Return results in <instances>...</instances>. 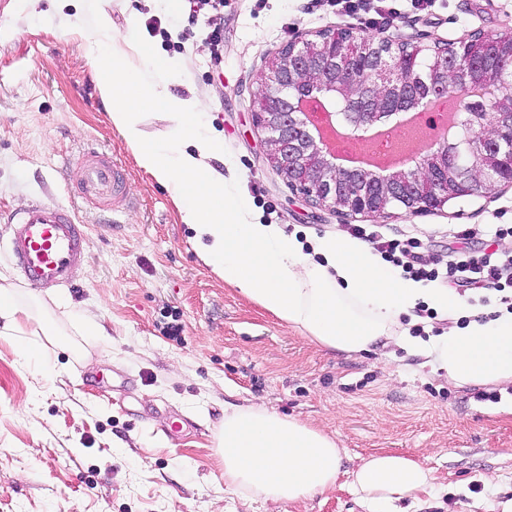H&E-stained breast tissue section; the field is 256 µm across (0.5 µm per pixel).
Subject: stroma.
<instances>
[{
  "label": "stroma",
  "mask_w": 512,
  "mask_h": 512,
  "mask_svg": "<svg viewBox=\"0 0 512 512\" xmlns=\"http://www.w3.org/2000/svg\"><path fill=\"white\" fill-rule=\"evenodd\" d=\"M377 29L424 45L472 31L512 32V0H385ZM106 16L112 38L99 37ZM161 19L167 36L148 32ZM184 0H0V214L48 198L89 227L88 264L75 287L22 299L43 306L21 330L0 332V512H267L244 491L224 490L218 435L224 415L254 398L308 421L342 449L335 488L281 512H367L352 487L364 458L396 453L431 469L436 484L399 512H500L512 500V402L478 403L427 357L385 343L351 355L311 342L225 283L199 257L169 191L113 127L91 48L115 43L132 67L142 49L172 63L175 96L205 105L203 135L219 137L208 166L223 174L252 220L281 225L310 244L341 235L264 161L252 92L268 55L321 29L360 30L329 0H225L224 64L215 69L203 31L186 33ZM90 148L121 167L130 202L119 222L79 198L76 171ZM392 233H418L431 256L447 253L459 224H512V188L416 216L378 218ZM69 315H62L61 306ZM89 312L107 336L78 335ZM179 313V338L164 327ZM31 355L22 357L20 342ZM190 420L168 438L172 421Z\"/></svg>",
  "instance_id": "1"
}]
</instances>
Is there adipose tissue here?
Listing matches in <instances>:
<instances>
[{
    "label": "adipose tissue",
    "mask_w": 512,
    "mask_h": 512,
    "mask_svg": "<svg viewBox=\"0 0 512 512\" xmlns=\"http://www.w3.org/2000/svg\"><path fill=\"white\" fill-rule=\"evenodd\" d=\"M93 64L114 128L135 149L140 166L169 190L183 222L197 235L203 261L305 338L350 354L369 351L381 339L415 348L418 340L401 330L403 313L420 299L446 312L459 307V298L448 290L395 277L353 240H321L318 263L280 225L249 222L243 201L204 163L223 145L197 137L203 103L149 80V73H166L167 61L151 57L144 72L113 48L95 53ZM151 109L166 112L172 138H147L140 116ZM187 141L195 142V152L184 149ZM431 350L449 383H512V313L449 331ZM219 446L225 488L261 498L268 512L333 489L338 480L341 450L335 438L262 403L225 414ZM433 480L430 469L399 454L371 456L354 473L355 491L368 512H397L398 501L417 499Z\"/></svg>",
    "instance_id": "obj_1"
}]
</instances>
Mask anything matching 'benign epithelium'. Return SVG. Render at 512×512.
<instances>
[{
	"label": "benign epithelium",
	"mask_w": 512,
	"mask_h": 512,
	"mask_svg": "<svg viewBox=\"0 0 512 512\" xmlns=\"http://www.w3.org/2000/svg\"><path fill=\"white\" fill-rule=\"evenodd\" d=\"M466 39L436 46L425 95L415 93L393 44L372 38L363 54L372 63V80L359 74L351 60L341 64L336 31L325 30L312 38L287 43L266 60L257 92L255 125L264 135V159L292 189L315 208L347 221L358 215L373 217L397 208L412 214L441 211L448 201L461 196H488L503 186H512V176L503 179V156L512 163V111L509 102L486 105L479 121L462 110L458 125L463 136L438 143L415 167L382 172L341 168L322 144L306 113L299 110L303 95L350 105L361 103L358 112H343L340 120L348 128L386 123L392 105L406 102L412 109L424 108L432 98L448 96V59L465 45Z\"/></svg>",
	"instance_id": "7a95c632"
}]
</instances>
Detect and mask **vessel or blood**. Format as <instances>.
Masks as SVG:
<instances>
[{"instance_id": "1", "label": "vessel or blood", "mask_w": 512, "mask_h": 512, "mask_svg": "<svg viewBox=\"0 0 512 512\" xmlns=\"http://www.w3.org/2000/svg\"><path fill=\"white\" fill-rule=\"evenodd\" d=\"M78 192L100 210L119 217L126 208L121 174L111 156L86 150L78 167ZM8 251L21 282L33 290L70 288L85 262L87 227L71 208L36 200L9 215Z\"/></svg>"}]
</instances>
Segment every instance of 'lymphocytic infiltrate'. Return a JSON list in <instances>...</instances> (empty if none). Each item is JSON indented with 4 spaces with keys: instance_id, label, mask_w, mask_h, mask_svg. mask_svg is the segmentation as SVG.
I'll use <instances>...</instances> for the list:
<instances>
[{
    "instance_id": "f902f5d3",
    "label": "lymphocytic infiltrate",
    "mask_w": 512,
    "mask_h": 512,
    "mask_svg": "<svg viewBox=\"0 0 512 512\" xmlns=\"http://www.w3.org/2000/svg\"><path fill=\"white\" fill-rule=\"evenodd\" d=\"M188 25H204L214 48L213 64L224 63L220 46L223 42L224 18L212 14V7L223 0H188ZM349 235L368 242L382 259L399 270L401 276L414 281L438 282L449 290L467 294L469 302L505 307L512 312V252L498 247L499 240L512 237V224L466 225L453 235V245L446 256L427 254V245L417 235L388 233L379 226L352 225ZM481 239V248L471 246Z\"/></svg>"
}]
</instances>
